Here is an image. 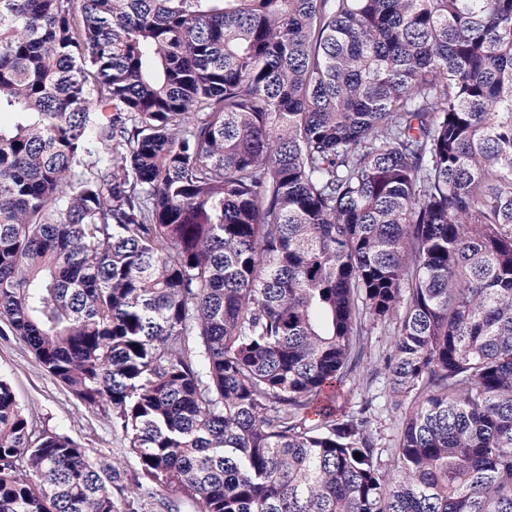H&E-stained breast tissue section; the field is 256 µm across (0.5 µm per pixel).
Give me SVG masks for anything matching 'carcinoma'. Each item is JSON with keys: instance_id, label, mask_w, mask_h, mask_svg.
<instances>
[{"instance_id": "carcinoma-1", "label": "carcinoma", "mask_w": 512, "mask_h": 512, "mask_svg": "<svg viewBox=\"0 0 512 512\" xmlns=\"http://www.w3.org/2000/svg\"><path fill=\"white\" fill-rule=\"evenodd\" d=\"M0 321L148 479L0 378V512H512V0H0ZM398 323L395 317L385 326L368 325L367 335L364 336V357L347 385L341 390L329 391L323 402L336 415V419L342 420L356 412L365 398L377 396L371 431L384 448H393L404 421V410L393 406L381 362L383 356L393 349Z\"/></svg>"}]
</instances>
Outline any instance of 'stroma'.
<instances>
[{
    "mask_svg": "<svg viewBox=\"0 0 512 512\" xmlns=\"http://www.w3.org/2000/svg\"><path fill=\"white\" fill-rule=\"evenodd\" d=\"M396 322L366 329L365 355L347 385L328 392L324 404L345 419L365 398L375 400L371 431L381 446L393 447L404 421L403 410L394 407L383 371L382 358L392 351ZM0 376L6 378L22 407L39 427L62 431L86 449L92 461L118 465L126 482L139 475L135 458L122 435L100 413L86 408L39 363L29 347L13 336H0Z\"/></svg>",
    "mask_w": 512,
    "mask_h": 512,
    "instance_id": "35a3bbf8",
    "label": "stroma"
}]
</instances>
